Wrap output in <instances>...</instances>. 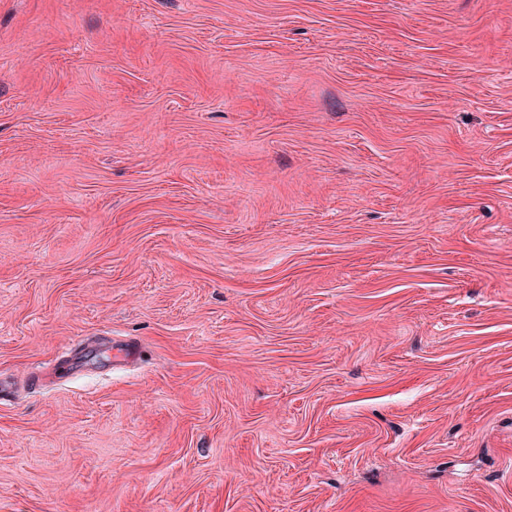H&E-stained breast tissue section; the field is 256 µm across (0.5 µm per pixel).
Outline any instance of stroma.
<instances>
[{"mask_svg": "<svg viewBox=\"0 0 512 512\" xmlns=\"http://www.w3.org/2000/svg\"><path fill=\"white\" fill-rule=\"evenodd\" d=\"M0 512H512V0H0Z\"/></svg>", "mask_w": 512, "mask_h": 512, "instance_id": "1", "label": "stroma"}]
</instances>
